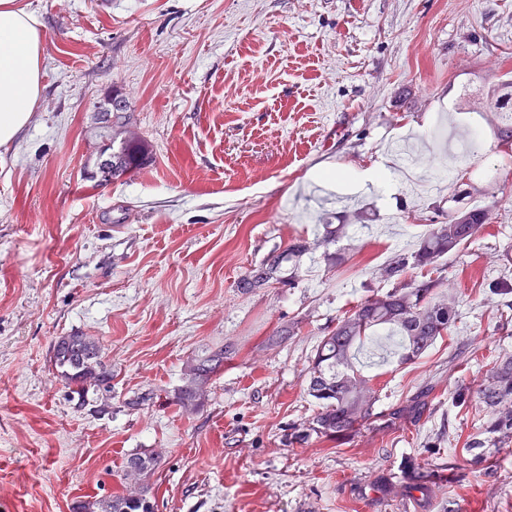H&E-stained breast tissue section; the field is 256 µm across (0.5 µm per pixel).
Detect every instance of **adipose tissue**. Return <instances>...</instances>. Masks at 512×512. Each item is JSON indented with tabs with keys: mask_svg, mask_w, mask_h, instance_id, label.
Instances as JSON below:
<instances>
[{
	"mask_svg": "<svg viewBox=\"0 0 512 512\" xmlns=\"http://www.w3.org/2000/svg\"><path fill=\"white\" fill-rule=\"evenodd\" d=\"M42 32L19 0H0V144L27 125L41 91Z\"/></svg>",
	"mask_w": 512,
	"mask_h": 512,
	"instance_id": "obj_1",
	"label": "adipose tissue"
}]
</instances>
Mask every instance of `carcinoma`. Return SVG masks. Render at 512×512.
Listing matches in <instances>:
<instances>
[{
  "label": "carcinoma",
  "instance_id": "carcinoma-1",
  "mask_svg": "<svg viewBox=\"0 0 512 512\" xmlns=\"http://www.w3.org/2000/svg\"><path fill=\"white\" fill-rule=\"evenodd\" d=\"M499 144L512 147V93L495 96ZM108 107L100 113L108 131L107 143L100 147L95 175L101 180L117 181L150 161L143 146L127 137L131 126L126 98L114 91ZM488 209H466L448 215V222L435 224L424 234L417 249L399 256L380 268V277L391 288L378 290L359 301L336 320L316 347L308 394L317 401L318 411L305 431L295 435L306 442L311 434L344 437L378 417L374 413L377 390L372 378L363 375L352 363V350L370 339L380 328H388L401 337L398 362H411L421 357L435 342L448 335L459 317L455 299L437 296L435 288L443 284V268L439 261L470 243L488 221ZM345 224L323 225L321 243L330 245L346 234ZM309 250L304 240L293 242L287 250L252 268L239 282L244 291L265 288L272 282L284 283L295 277L301 258ZM427 269L437 277L405 281L409 269ZM232 348L221 345L187 361L183 384L173 390L172 402L185 410H197L204 403L205 388L212 377L224 368V360ZM52 366L67 385L76 407L91 408L98 415L112 413V365L104 360L102 345L93 336L72 333L59 336L52 345ZM475 394L487 414L472 435L469 447L476 450L498 448L512 440V355L505 354L487 370L486 379L475 391L458 394L462 401ZM159 457L136 452L125 457L120 481H133L137 487L129 493L94 501H84L74 512H154L152 486L148 478L154 473Z\"/></svg>",
  "mask_w": 512,
  "mask_h": 512
}]
</instances>
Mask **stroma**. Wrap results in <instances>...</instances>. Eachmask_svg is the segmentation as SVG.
<instances>
[{"mask_svg":"<svg viewBox=\"0 0 512 512\" xmlns=\"http://www.w3.org/2000/svg\"><path fill=\"white\" fill-rule=\"evenodd\" d=\"M43 34L41 93L0 146V512H72L122 492L125 456L155 452V512H512V444L468 447L484 405L457 402L512 354V152L494 88L512 78V0H20ZM152 160L91 178L112 92ZM481 131L466 161L446 125ZM390 189L360 188L376 165ZM495 215L443 261L460 313L419 359L366 345L378 413L420 414L343 438L291 442L326 328L381 287L455 209ZM348 227L298 277L245 292L255 264L321 220ZM297 334L271 345L278 329ZM99 338L112 413L77 409L51 362L56 337ZM232 346L203 407L162 400L186 362ZM153 392L138 410L127 400ZM428 497L410 495V467Z\"/></svg>","mask_w":512,"mask_h":512,"instance_id":"35a3bbf8","label":"stroma"}]
</instances>
